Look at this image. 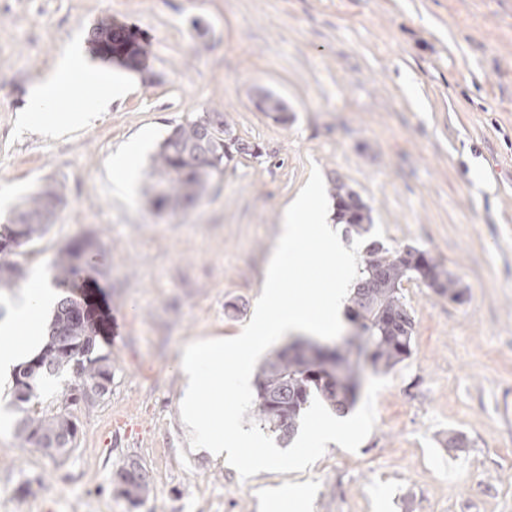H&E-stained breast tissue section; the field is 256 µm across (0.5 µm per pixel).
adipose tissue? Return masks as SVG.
I'll list each match as a JSON object with an SVG mask.
<instances>
[{
    "label": "adipose tissue",
    "instance_id": "1",
    "mask_svg": "<svg viewBox=\"0 0 512 512\" xmlns=\"http://www.w3.org/2000/svg\"><path fill=\"white\" fill-rule=\"evenodd\" d=\"M57 83L36 85L29 90L24 106L27 122L48 125L56 131L83 128L91 124L107 102V93L92 88L86 104H68L61 98ZM60 297V291L44 275L27 283L20 298L0 304V380L12 377L18 365L42 350L48 316Z\"/></svg>",
    "mask_w": 512,
    "mask_h": 512
}]
</instances>
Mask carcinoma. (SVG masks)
Here are the masks:
<instances>
[{
    "label": "carcinoma",
    "mask_w": 512,
    "mask_h": 512,
    "mask_svg": "<svg viewBox=\"0 0 512 512\" xmlns=\"http://www.w3.org/2000/svg\"><path fill=\"white\" fill-rule=\"evenodd\" d=\"M89 41L99 55L127 69H139L148 53L147 44L110 20L93 27ZM286 110L281 97L272 92L267 94L264 112L280 119ZM243 154L258 158L260 146L236 136L222 112L202 111L172 126L151 159L153 186L165 188L164 196H152L151 205L165 214L186 210L201 200L213 179L223 176L225 163ZM333 198L336 223L344 225L348 233L367 237L373 227L370 207L340 180L334 182ZM62 202L60 191L48 185L32 196L9 223L0 224V286L10 285L23 275L16 257L23 254L24 246L45 235ZM92 247L93 241L81 240L60 253L53 265L55 287L63 290L69 286L70 276ZM411 279L453 301L463 296L457 277L428 251L410 245L391 249L377 240L365 247L353 286L351 310L353 320L360 323L363 332L358 340L374 349L372 364L376 369L387 370L411 355L414 318L402 292L403 282ZM75 305L77 301L69 295L58 301L49 334L51 339L72 337V352L49 358V348H44L37 355L40 363L30 368L32 387L65 370L74 375V389L97 380L98 367L86 352L95 348L98 328L93 322L74 321ZM317 367V356L308 350L292 355L284 348L265 361L255 380L253 400V418L261 429L282 441L291 440L315 398L339 415L348 412L356 398V372L347 370L330 383L318 376ZM69 409L70 403L64 399L55 408L26 416L16 427V437L25 447L42 449L54 457H68L77 447V437L64 434L72 418ZM39 437H54L56 441L53 445L45 444L37 441ZM147 492L149 482L128 474L123 490L127 499L136 502Z\"/></svg>",
    "instance_id": "cac0c4a2"
}]
</instances>
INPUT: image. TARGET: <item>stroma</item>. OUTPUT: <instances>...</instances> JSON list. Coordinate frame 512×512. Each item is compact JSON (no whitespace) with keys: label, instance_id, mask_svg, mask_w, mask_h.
I'll return each instance as SVG.
<instances>
[{"label":"stroma","instance_id":"1","mask_svg":"<svg viewBox=\"0 0 512 512\" xmlns=\"http://www.w3.org/2000/svg\"><path fill=\"white\" fill-rule=\"evenodd\" d=\"M105 18L144 33V69L95 53L87 32ZM67 63L70 103L87 82L126 90L88 128L24 124L29 88ZM259 90L285 100V120L254 107ZM204 110L264 157L237 158L174 216L155 214L147 172L116 195L117 147L143 136L154 154ZM314 166L371 208L374 239L429 251L465 295L404 283L412 354L381 374L357 357L362 381H389L357 452L331 444L306 471L244 481L191 449L178 354L250 321ZM48 184L64 205L19 261L31 278L73 241L99 245L74 297L100 317L112 390L74 407L78 445L62 461L21 447L15 425L58 405L73 375L23 407L0 387V512H261L284 485L303 488L305 512H512V0H0V224ZM452 432L468 447H447ZM130 458L150 483L135 506L113 483Z\"/></svg>","mask_w":512,"mask_h":512}]
</instances>
